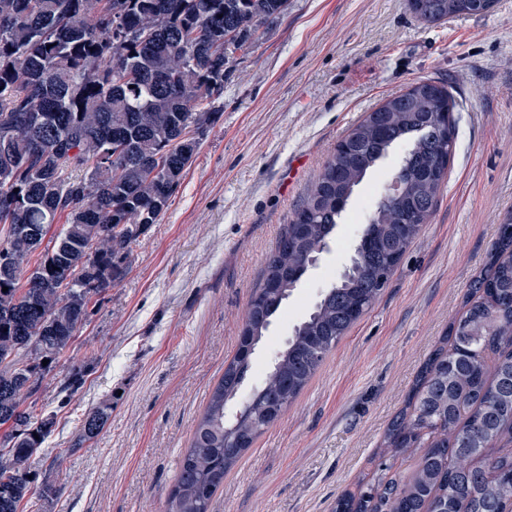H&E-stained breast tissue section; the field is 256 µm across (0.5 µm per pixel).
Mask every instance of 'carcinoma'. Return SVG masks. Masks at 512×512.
Listing matches in <instances>:
<instances>
[{"instance_id":"carcinoma-1","label":"carcinoma","mask_w":512,"mask_h":512,"mask_svg":"<svg viewBox=\"0 0 512 512\" xmlns=\"http://www.w3.org/2000/svg\"><path fill=\"white\" fill-rule=\"evenodd\" d=\"M495 0H408L426 24L484 15ZM288 0H0V512H18L29 462L56 424L24 416L46 367L83 323L91 293L128 273L132 245L159 222L219 118L230 56ZM448 87L418 81L338 141L267 254L233 357L194 426L166 512H209L224 478L275 425L326 357L373 307L430 220L457 143ZM428 134L421 136L419 129ZM408 149L365 215L349 266L294 326L235 415L229 404L283 302L328 248L359 185ZM79 170L80 176H70ZM64 220L51 247L43 241ZM39 259L28 266L34 255ZM8 291H3V288ZM111 404L83 414L73 447L104 429ZM512 213L462 311L422 364L382 440L375 478L336 512H512ZM417 454L411 469L394 461Z\"/></svg>"}]
</instances>
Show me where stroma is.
Returning <instances> with one entry per match:
<instances>
[{
	"mask_svg": "<svg viewBox=\"0 0 512 512\" xmlns=\"http://www.w3.org/2000/svg\"><path fill=\"white\" fill-rule=\"evenodd\" d=\"M420 80L446 85L458 137L437 207L374 307L283 418L226 477L210 512H335L372 476L383 434L512 210V0L419 21L407 0H289L224 75V109L201 138L159 224L132 246L123 281L94 294L73 342L26 404L56 425L31 468L56 493L21 512H165L179 459L235 353L267 253L336 143ZM366 180L317 264L255 353L277 349L349 263L388 184ZM84 385L63 389L72 373ZM104 430L72 450L85 411Z\"/></svg>",
	"mask_w": 512,
	"mask_h": 512,
	"instance_id": "obj_1",
	"label": "stroma"
}]
</instances>
